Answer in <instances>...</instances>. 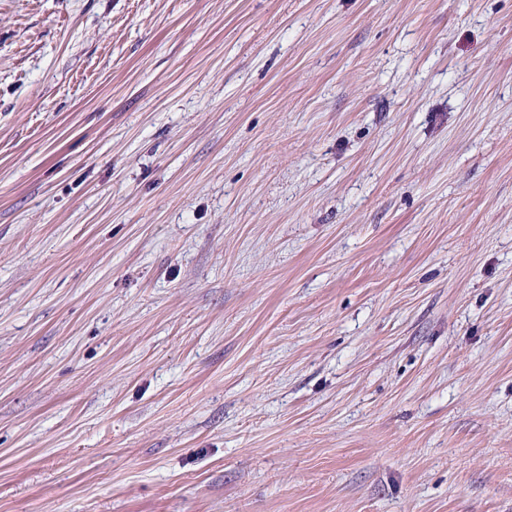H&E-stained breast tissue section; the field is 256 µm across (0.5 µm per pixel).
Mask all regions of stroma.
<instances>
[{
  "instance_id": "stroma-1",
  "label": "stroma",
  "mask_w": 512,
  "mask_h": 512,
  "mask_svg": "<svg viewBox=\"0 0 512 512\" xmlns=\"http://www.w3.org/2000/svg\"><path fill=\"white\" fill-rule=\"evenodd\" d=\"M0 512H512V0H0Z\"/></svg>"
}]
</instances>
